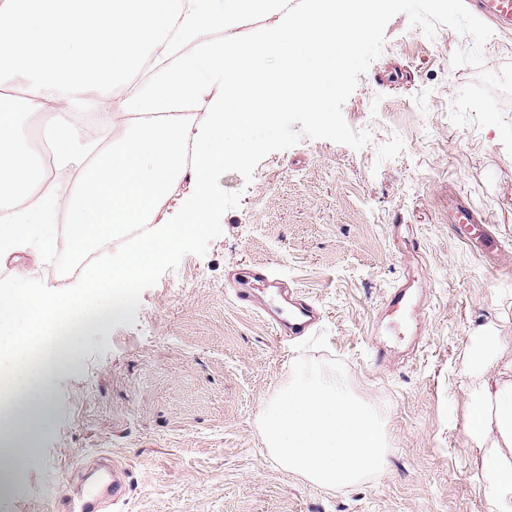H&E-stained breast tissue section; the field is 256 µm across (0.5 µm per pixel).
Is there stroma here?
Segmentation results:
<instances>
[{"mask_svg":"<svg viewBox=\"0 0 512 512\" xmlns=\"http://www.w3.org/2000/svg\"><path fill=\"white\" fill-rule=\"evenodd\" d=\"M472 45L447 26L426 37L396 15L342 107L372 144L305 138L269 154L251 181L224 174L240 203L206 255H185L145 290L135 324L86 331L76 359L53 374L52 411L0 486V512H58L75 488L59 471L102 452L130 481L104 512H492L482 453L463 432L464 364L471 336L493 327L502 343L492 375L512 381V154L497 128L450 120L458 91L477 78L451 58ZM452 186L492 214L505 246L499 270L454 239ZM400 224L411 225L418 254L403 253ZM246 265L320 307L327 346L306 355L341 359L351 392L375 398L387 439L375 478L325 489L266 448L258 420L288 383L297 341L235 305L228 276ZM409 269L416 320L385 301Z\"/></svg>","mask_w":512,"mask_h":512,"instance_id":"obj_1","label":"stroma"}]
</instances>
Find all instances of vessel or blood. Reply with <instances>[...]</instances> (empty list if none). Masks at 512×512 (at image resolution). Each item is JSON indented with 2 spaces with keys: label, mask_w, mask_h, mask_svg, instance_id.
Returning <instances> with one entry per match:
<instances>
[{
  "label": "vessel or blood",
  "mask_w": 512,
  "mask_h": 512,
  "mask_svg": "<svg viewBox=\"0 0 512 512\" xmlns=\"http://www.w3.org/2000/svg\"><path fill=\"white\" fill-rule=\"evenodd\" d=\"M465 6L499 29H512V0H465ZM448 222L455 237L487 267L499 266L503 243L497 227L464 193L449 191ZM233 293L239 307L261 308V316L269 326L291 335L305 332L320 318L318 308L303 291L271 278L261 265L244 269Z\"/></svg>",
  "instance_id": "b4317fda"
}]
</instances>
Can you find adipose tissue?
I'll return each mask as SVG.
<instances>
[{
    "label": "adipose tissue",
    "mask_w": 512,
    "mask_h": 512,
    "mask_svg": "<svg viewBox=\"0 0 512 512\" xmlns=\"http://www.w3.org/2000/svg\"><path fill=\"white\" fill-rule=\"evenodd\" d=\"M271 19L258 37L234 29ZM373 0H0V261L19 248L57 249L54 219L65 213L67 248L79 253L155 218L173 225L120 258L104 255L84 286L61 296L25 269L0 281V473L18 469L49 415L50 380L74 357L80 336L106 325L126 304L112 296L93 311L84 291L148 274L179 240L206 232L222 204L210 175L244 161L243 138L289 109L318 111L341 68L317 67L342 48L353 54L374 24ZM205 100L203 113L187 111ZM93 111L108 143L79 134L75 117ZM38 119L60 166L77 171L67 192L27 144ZM191 169L194 192L165 213L172 186ZM59 334L37 357L25 353L48 316ZM500 338L480 330L468 351L464 430L482 449V491L493 512H512V383L492 382Z\"/></svg>",
    "instance_id": "1"
}]
</instances>
